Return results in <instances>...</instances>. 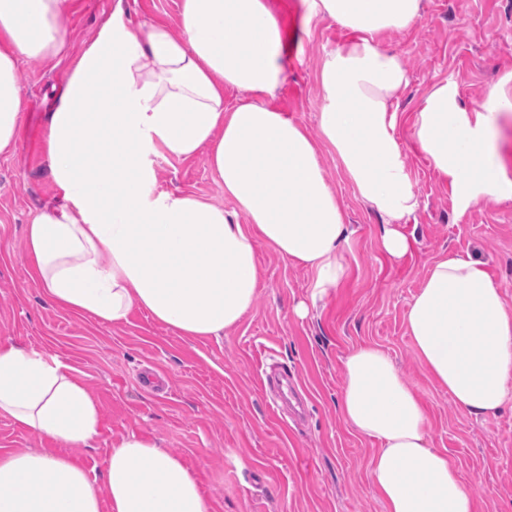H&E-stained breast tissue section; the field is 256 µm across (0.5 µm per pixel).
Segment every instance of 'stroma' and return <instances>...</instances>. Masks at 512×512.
Instances as JSON below:
<instances>
[{
    "label": "stroma",
    "mask_w": 512,
    "mask_h": 512,
    "mask_svg": "<svg viewBox=\"0 0 512 512\" xmlns=\"http://www.w3.org/2000/svg\"><path fill=\"white\" fill-rule=\"evenodd\" d=\"M181 0H124V21L177 28ZM114 0H68L69 55L52 63L21 60L27 110L13 152L0 154V345L23 344L56 354L98 400L100 436L70 449L90 474L102 473L113 441L136 433L158 438L193 470L213 512H384L368 477L375 448L338 409L343 360L354 347L385 350L429 415L433 447L446 450L471 484L480 512H512V404L482 420L462 413L419 364L406 333L413 295L441 253L467 252L482 260L512 304V199L459 210L409 137L427 89L448 80L465 108L512 72V0H424L409 31L387 33L385 48L401 54L408 85L397 102V129L421 207L402 231L412 241L401 259L379 246L381 217L362 203L335 155L321 163L355 229L349 274L317 311L304 319L294 306L307 300L309 269L259 247L261 282L253 309L220 338L176 334L147 312L102 325L56 307L31 275L25 229L57 191L43 152L47 114L72 60L98 33ZM293 27L286 78L276 106L310 131L321 110L316 72L325 51L348 38L330 20L304 25L302 0H273ZM162 191L202 195L233 210L211 173L206 151L190 159L154 156ZM285 365L295 376L306 413L296 422L274 414L259 380L262 368Z\"/></svg>",
    "instance_id": "stroma-1"
}]
</instances>
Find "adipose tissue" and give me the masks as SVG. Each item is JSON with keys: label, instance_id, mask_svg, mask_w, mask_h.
I'll list each match as a JSON object with an SVG mask.
<instances>
[{"label": "adipose tissue", "instance_id": "obj_1", "mask_svg": "<svg viewBox=\"0 0 512 512\" xmlns=\"http://www.w3.org/2000/svg\"><path fill=\"white\" fill-rule=\"evenodd\" d=\"M305 21L350 34L318 70V131L278 109L288 30L268 0H181L177 29L134 32L116 0L74 62L46 126L43 148L59 200L29 221L33 277L55 305L108 325L141 310L182 336L220 337L255 305L259 246L313 273L312 306L349 271L352 229L321 164L333 151L360 199L383 220L394 260L411 242L400 227L420 199L397 139L394 103L407 82L402 56L382 37L406 30L422 0H303ZM67 0H0V154L10 152L26 103L20 58L66 57ZM237 91L234 104L224 93ZM512 113V72L464 108L456 87L432 85L410 137L461 207L512 198L495 144ZM208 149L237 210L191 192L154 191L152 155ZM406 326L421 364L473 418L512 401V308L482 261L440 254L413 296ZM339 410L378 443L369 478L385 512H476L469 484L434 448L425 408L380 347L344 360ZM0 416L55 449L0 452V512H212L183 459L152 438L113 443L101 478L65 456L100 434L97 401L72 368L43 349L0 347Z\"/></svg>", "mask_w": 512, "mask_h": 512}]
</instances>
